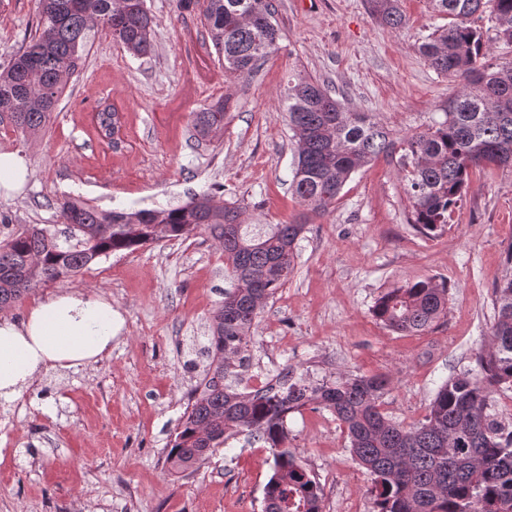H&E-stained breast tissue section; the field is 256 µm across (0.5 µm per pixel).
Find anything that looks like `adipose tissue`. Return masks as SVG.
Instances as JSON below:
<instances>
[{"mask_svg": "<svg viewBox=\"0 0 512 512\" xmlns=\"http://www.w3.org/2000/svg\"><path fill=\"white\" fill-rule=\"evenodd\" d=\"M117 320L111 302L83 287L38 302L23 323L0 318V397H19L48 367L97 362L112 349Z\"/></svg>", "mask_w": 512, "mask_h": 512, "instance_id": "1", "label": "adipose tissue"}]
</instances>
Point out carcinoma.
Masks as SVG:
<instances>
[{
    "mask_svg": "<svg viewBox=\"0 0 512 512\" xmlns=\"http://www.w3.org/2000/svg\"><path fill=\"white\" fill-rule=\"evenodd\" d=\"M373 18L397 30L405 25L401 0H369ZM448 16L418 46L429 68L458 83L444 119L402 137L366 112H350L319 80L301 73L288 82V119L297 142L292 190L315 213H326L352 173L379 157L399 155L411 203L410 223L433 236L465 194L471 171L512 167V62L491 63L479 21L496 40L512 43V0H428ZM195 12L222 58L224 76L256 72L272 54L280 30L273 0H176ZM104 22L112 39L135 57L153 49V20L144 0H38L36 33L0 67V122L24 133L49 122L86 51L88 31ZM229 99L197 112V137L224 131ZM99 133L112 139L119 111L98 109ZM65 228L33 224L0 245V310L40 284L72 277L101 258L205 231L224 248L234 286L212 319L204 347L206 375L192 392L167 455L175 472L206 460L242 433L267 445L273 474L263 512H322L319 483L288 450V414L309 404L343 424L350 453L374 476V512H512V421L488 408L489 395L512 387V249L493 289L495 319L478 370L444 381L423 421L406 429L381 410L383 375L312 384L303 377L252 393L232 388L236 358L263 304L288 280L302 224H270L254 232L240 208L202 195L169 209L102 211L80 198L61 207ZM448 284L425 279L392 288L373 314L398 333L420 334L447 316Z\"/></svg>",
    "mask_w": 512,
    "mask_h": 512,
    "instance_id": "1",
    "label": "carcinoma"
}]
</instances>
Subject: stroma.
<instances>
[{"mask_svg": "<svg viewBox=\"0 0 512 512\" xmlns=\"http://www.w3.org/2000/svg\"><path fill=\"white\" fill-rule=\"evenodd\" d=\"M145 5L150 55L128 54L97 23L46 127L31 136L0 125V147L24 154L29 169L19 196H0V244L33 224L59 226L70 197L131 212L207 194L241 206L244 224L302 223L294 270L246 339L243 388L289 371L313 383L384 374L383 411L418 424L443 381L475 370L488 340L512 244V168L473 170L461 206L433 237L410 224L391 158L354 172L335 209L317 215L290 190L296 143L286 94L298 69L397 135L423 130L442 120L456 90L417 50L443 18L427 0H402L408 22L394 31L372 18L368 0H274L277 51L251 77L228 80L197 16L177 12L175 0ZM37 12L38 0H0L1 66L34 34ZM222 97L230 100L223 135L194 140V113ZM105 103L122 115L115 143L92 122ZM433 277L449 287L448 313L433 329L402 335L374 317L382 293ZM231 285L222 247L204 232L113 254L0 310L19 323L55 293L94 287L123 320L97 363L48 368L19 398L0 399V512H262L273 473L263 442L238 435L179 474L166 463ZM286 426L289 449L320 485L323 512H347L356 500L373 512V478L331 412L308 405Z\"/></svg>", "mask_w": 512, "mask_h": 512, "instance_id": "obj_1", "label": "stroma"}]
</instances>
